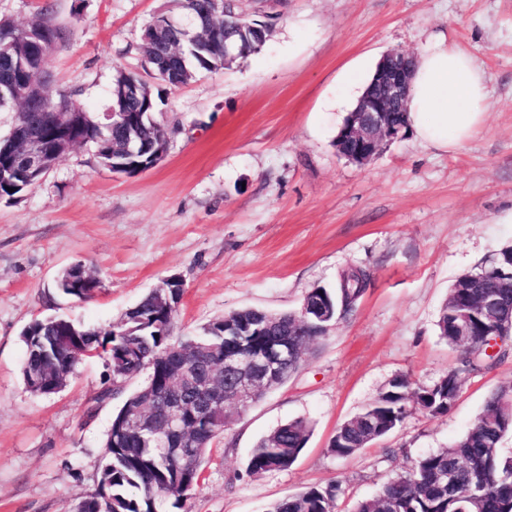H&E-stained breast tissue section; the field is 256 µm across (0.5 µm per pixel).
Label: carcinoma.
Returning <instances> with one entry per match:
<instances>
[{"label": "carcinoma", "instance_id": "1", "mask_svg": "<svg viewBox=\"0 0 512 512\" xmlns=\"http://www.w3.org/2000/svg\"><path fill=\"white\" fill-rule=\"evenodd\" d=\"M213 25L236 42L258 45L269 35V27L258 20L232 15V6L225 14L214 18ZM23 29L47 32L49 44L64 39L63 31L52 23L48 13L23 26ZM172 74L165 75L152 59L145 62L156 79L169 88H177L206 71L224 68L223 45L196 40L182 44L180 55L171 56L161 49ZM27 56L25 38L20 36L9 53H0V79L14 74V60ZM47 65V58L32 57L29 69L16 81V96L29 87L32 74ZM164 89L152 91L148 101H133L125 111H157L164 102ZM39 109L40 121H56L59 112H80L83 123L73 140L78 145L90 144L98 162L105 166L112 160L108 151L124 140L127 129L115 122L102 127V120L87 113L85 107L62 90L48 89ZM512 273V246L499 250L492 264L481 269L478 280L471 274L459 277L443 305L437 329L442 339L456 347L453 336L454 313L468 307L473 313L472 348L463 351L462 366L474 369L475 350L487 340L485 318L479 306L481 297L492 291L494 279ZM370 273L361 267L342 270L336 287H315L308 291L304 302L324 308L326 318L303 319L282 314L279 321L265 326L267 312L244 308L237 316L227 314L232 323L216 319L195 336L175 334L177 311L158 302L157 290H152L129 308L119 324L111 328L78 325L81 349L71 351L61 344L72 321L62 317L36 320L22 332L26 356L22 376L33 374L42 378V395L56 393L59 384L72 376L79 364L90 356L102 358L109 371L110 385L103 389L104 397H122L121 405L112 415L107 433L100 475L96 486L81 502L82 512H166V508H182L190 491L199 483L205 456L213 442L224 433L228 418L224 409L188 413L183 419L184 435L196 443L194 448H160L146 440L137 427L150 395L162 391L172 377L171 364L185 361L186 354L205 346L213 352L189 367L181 385L186 397L200 403L208 399L198 386L207 382L213 370L229 357L257 355L277 340L296 342L299 351L325 335L338 318L355 312L369 282ZM502 306L498 316V335L512 334V289L502 288ZM147 373L145 383L135 391L125 393L126 383ZM460 370L453 368L431 385H417L405 376L390 380L379 397L355 417L340 425L338 434L329 442L327 452L336 458L357 454L373 441L383 438L405 419L409 407L422 406L431 415L445 414L451 408L450 395L459 390ZM512 395V388H500L487 398L482 412L466 433L448 448H438L414 464L390 477L369 499L357 502L354 512H512V455L499 450L502 439L512 434V422L501 416L499 405ZM311 426L303 418L278 425L260 439L247 462L246 472L258 475L286 470L299 458L306 447ZM454 470L458 482L448 484L444 475ZM341 486H312L275 501L264 512H336V500Z\"/></svg>", "mask_w": 512, "mask_h": 512}]
</instances>
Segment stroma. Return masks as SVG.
<instances>
[{
  "label": "stroma",
  "mask_w": 512,
  "mask_h": 512,
  "mask_svg": "<svg viewBox=\"0 0 512 512\" xmlns=\"http://www.w3.org/2000/svg\"><path fill=\"white\" fill-rule=\"evenodd\" d=\"M272 17L262 50L165 94L156 118L171 132L165 158L133 177L102 167L92 146L71 150L20 200H0V512H77L98 481L118 399L100 400L107 369L81 364L67 385L37 396L23 383L22 331L66 317L107 327L170 276L185 292L177 331L196 334L242 308L300 311L313 287L367 268L356 311L303 354L282 386L242 411L207 455L188 512H262L314 485L341 482L336 512L374 496L419 456L463 436L487 396L512 385V354L461 370L442 415L410 409L393 433L348 459L327 452L337 428L393 377L430 385L459 368L436 320L455 281L512 245V0H236ZM168 0H0L18 23L49 13L64 30L51 88L99 114L117 69L151 80L145 26ZM485 69L491 109L479 135L452 151L414 135L369 164L339 155L335 124L317 120L348 66L372 70L393 50L439 37ZM96 271L81 301L56 282L74 263ZM308 419L296 463L246 473L252 448L279 424Z\"/></svg>",
  "instance_id": "stroma-1"
}]
</instances>
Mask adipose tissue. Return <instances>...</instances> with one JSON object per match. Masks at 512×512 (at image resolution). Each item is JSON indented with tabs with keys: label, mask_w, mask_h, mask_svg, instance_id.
I'll use <instances>...</instances> for the list:
<instances>
[{
	"label": "adipose tissue",
	"mask_w": 512,
	"mask_h": 512,
	"mask_svg": "<svg viewBox=\"0 0 512 512\" xmlns=\"http://www.w3.org/2000/svg\"><path fill=\"white\" fill-rule=\"evenodd\" d=\"M489 109L485 73L469 53L439 39L416 56L406 123L421 144L457 149L480 131Z\"/></svg>",
	"instance_id": "adipose-tissue-1"
}]
</instances>
